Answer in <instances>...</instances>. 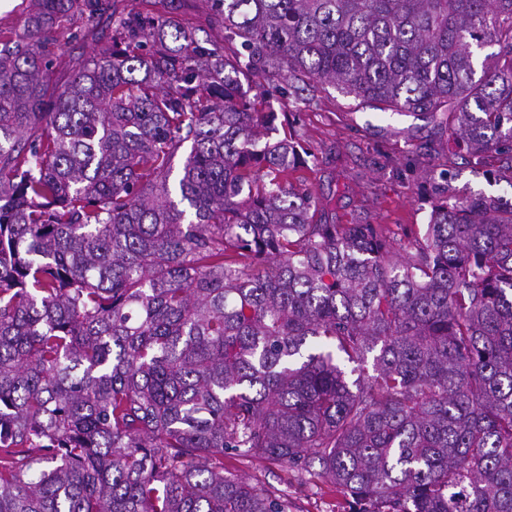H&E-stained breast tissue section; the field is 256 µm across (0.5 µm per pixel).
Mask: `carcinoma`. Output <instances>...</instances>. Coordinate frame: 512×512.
<instances>
[{
    "label": "carcinoma",
    "instance_id": "carcinoma-1",
    "mask_svg": "<svg viewBox=\"0 0 512 512\" xmlns=\"http://www.w3.org/2000/svg\"><path fill=\"white\" fill-rule=\"evenodd\" d=\"M30 2L0 35V512H288L227 453L347 512H512V197L435 186L398 257L314 220L304 148L244 91L421 116L512 184V0H208L203 40ZM74 15L112 45L59 84ZM224 456V467L241 478L258 476L288 495L290 512H347L342 497L333 493L323 480L302 479L297 472L265 460Z\"/></svg>",
    "mask_w": 512,
    "mask_h": 512
}]
</instances>
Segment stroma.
I'll list each match as a JSON object with an SVG mask.
<instances>
[{
    "instance_id": "obj_1",
    "label": "stroma",
    "mask_w": 512,
    "mask_h": 512,
    "mask_svg": "<svg viewBox=\"0 0 512 512\" xmlns=\"http://www.w3.org/2000/svg\"><path fill=\"white\" fill-rule=\"evenodd\" d=\"M82 25L74 16L55 30L53 78H70L76 59L110 45L108 29L93 41L75 38ZM274 108L280 114L279 132L294 131L308 149V166L299 175L313 193L330 197V219L382 225L396 252L404 253L414 232L429 220L430 151L447 144V135L433 133L411 115L358 106L331 87L322 92L319 105L292 108L281 99ZM224 465L239 477L257 476L285 491L290 512H346L342 497L323 480L300 478L264 460L228 456Z\"/></svg>"
}]
</instances>
